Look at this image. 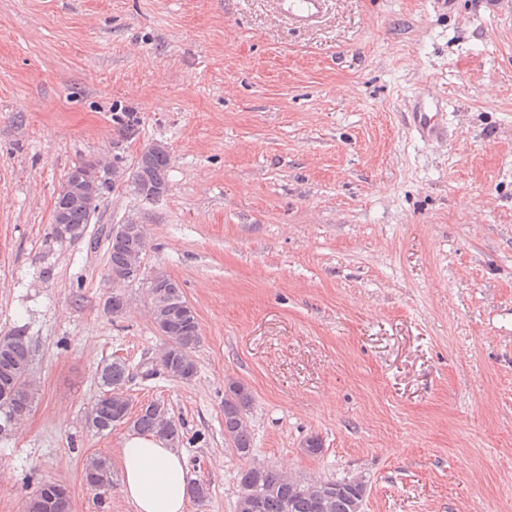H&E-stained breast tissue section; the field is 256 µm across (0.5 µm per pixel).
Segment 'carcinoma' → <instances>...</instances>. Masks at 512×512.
Here are the masks:
<instances>
[{
  "label": "carcinoma",
  "instance_id": "cac0c4a2",
  "mask_svg": "<svg viewBox=\"0 0 512 512\" xmlns=\"http://www.w3.org/2000/svg\"><path fill=\"white\" fill-rule=\"evenodd\" d=\"M170 155L167 148L154 145L146 148L133 167L134 181L157 184L168 189L167 172ZM98 216L96 210L74 209L67 216V223L86 230L87 224ZM190 310L183 292L168 297L166 346L160 355V364L167 374L183 378L185 373L195 374V360L185 351L199 342V325L195 314L185 318L180 310ZM30 365V348L21 331L0 338V380L9 376L17 379L16 368ZM103 392L95 401L100 421L95 428L97 434H108L117 422L111 418L110 395L119 386L129 381L126 364L115 359L106 364L100 375ZM252 404V393L242 382L230 380L224 390V437L241 457L250 455L253 446L247 424V414ZM167 422L170 438L180 439L179 424L170 416L169 409L161 401H150L134 416L129 430L139 434L161 435L160 425ZM104 472L108 485L114 484L115 473L111 462L105 457L92 458L87 464L85 478L94 482L95 476ZM240 493L237 512H245L243 504L253 500L262 503L261 512H362L363 500L351 501V481L346 479L303 480L284 475L265 467L250 466L239 476Z\"/></svg>",
  "mask_w": 512,
  "mask_h": 512
}]
</instances>
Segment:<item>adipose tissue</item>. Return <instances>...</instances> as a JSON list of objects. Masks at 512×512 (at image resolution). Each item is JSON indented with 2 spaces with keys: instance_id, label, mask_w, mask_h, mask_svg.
Masks as SVG:
<instances>
[{
  "instance_id": "ef3b65f1",
  "label": "adipose tissue",
  "mask_w": 512,
  "mask_h": 512,
  "mask_svg": "<svg viewBox=\"0 0 512 512\" xmlns=\"http://www.w3.org/2000/svg\"><path fill=\"white\" fill-rule=\"evenodd\" d=\"M120 468L123 492L136 512H186L188 470L167 440L153 434L128 435Z\"/></svg>"
}]
</instances>
